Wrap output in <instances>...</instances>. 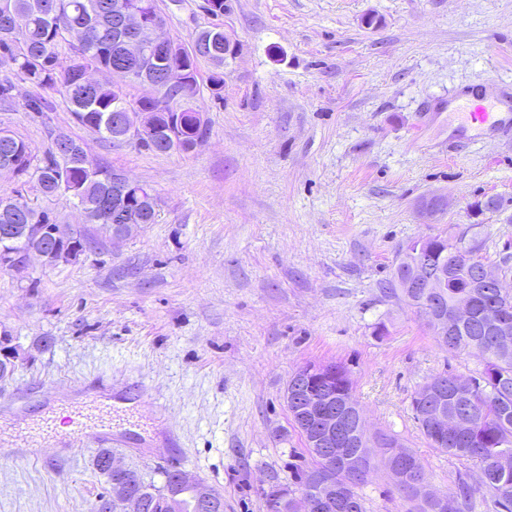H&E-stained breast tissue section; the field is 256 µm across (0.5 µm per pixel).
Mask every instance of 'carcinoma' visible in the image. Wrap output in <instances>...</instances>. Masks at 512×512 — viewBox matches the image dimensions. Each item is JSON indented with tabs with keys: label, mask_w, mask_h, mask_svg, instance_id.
<instances>
[{
	"label": "carcinoma",
	"mask_w": 512,
	"mask_h": 512,
	"mask_svg": "<svg viewBox=\"0 0 512 512\" xmlns=\"http://www.w3.org/2000/svg\"><path fill=\"white\" fill-rule=\"evenodd\" d=\"M27 18L25 29L14 27L12 15ZM212 31L199 30L193 43L202 56L213 61L208 77L209 90L219 95L224 88V41H211ZM73 50L70 63L59 68L60 49ZM200 60L189 51L167 60V65L187 69L190 84L197 83ZM0 66L6 73L0 77V105L13 103V77L19 76L36 88H60L67 110L75 122L105 142H112V126L108 116L124 104L119 84H134L138 79L137 66L125 59L122 41L112 32V0H0ZM117 70V83L94 82L87 86L83 79L90 72L112 74ZM132 112H175L176 93L169 92L159 103L139 100ZM51 147L43 157L34 158L26 142L14 133L9 140H0V173L8 171L21 183V188L0 193V256L18 252L31 245L25 233L27 224H57L56 214L48 208L31 204L25 192L30 190L46 200L64 193L78 202L88 224L112 223V170L99 166L88 171L82 166V142L69 138L59 142L60 134L47 129ZM420 248L437 249L450 279L440 294L432 288H412L414 268L409 252ZM464 247L442 235L429 240L409 243L396 263L387 293L402 299L408 306L423 314L433 312L448 317L447 338L436 337L438 345L450 352L475 349L483 356L482 371L459 382L450 373L431 376L424 386L441 391L447 398L448 412L464 405L477 415V423L468 435L448 438L444 452L459 460L480 466L482 480L474 485L459 477L448 505H440L414 486L417 471L408 455L392 456L384 452L381 463L395 484L410 501L417 502V512H473L477 499L490 496L494 512H512V335L504 340L500 332L512 330V291L496 293L482 287L481 282L466 267ZM470 306L471 316L465 321L456 318L458 305ZM311 376V389L330 388L336 397L333 404L341 405L342 395L351 389L346 368L331 363L317 367ZM429 400L415 392L412 399L414 419L431 447L437 441L426 418ZM373 457L363 434L336 456V477L332 481L321 477L319 462L301 471L291 484H273L264 496L268 512H273L274 497H287L288 512H303V490H312L317 512H367L361 496L347 497L342 490L356 477L359 466L371 465ZM177 473L165 472L167 487L178 495L183 512H214L202 505L195 489L181 485ZM134 512H158L159 501L154 497L158 487L148 483L135 469L125 478Z\"/></svg>",
	"instance_id": "1"
}]
</instances>
